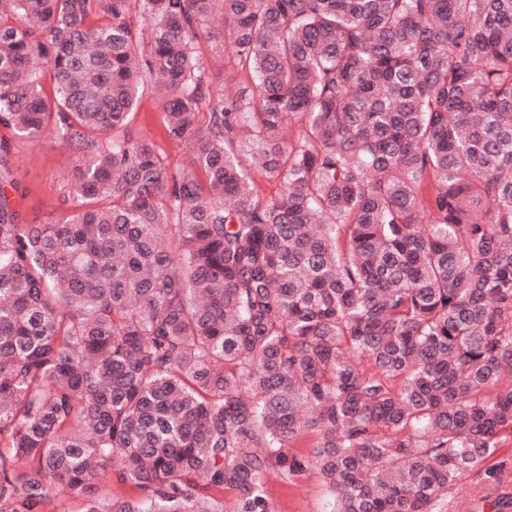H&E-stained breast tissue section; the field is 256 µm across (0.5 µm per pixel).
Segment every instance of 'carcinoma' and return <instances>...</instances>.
Instances as JSON below:
<instances>
[{
	"instance_id": "1",
	"label": "carcinoma",
	"mask_w": 512,
	"mask_h": 512,
	"mask_svg": "<svg viewBox=\"0 0 512 512\" xmlns=\"http://www.w3.org/2000/svg\"><path fill=\"white\" fill-rule=\"evenodd\" d=\"M157 73L190 168L131 131ZM0 128V512H445L512 437V0H0ZM197 51L206 66V78L213 94L217 97L231 98L243 77L228 61L224 38L219 36L215 40L204 39L200 42ZM77 165L68 146L47 132L39 142H13L10 166L20 184L26 224H56L72 213L67 180ZM267 493L274 512H325L327 497L323 487L314 478L298 484H286L279 480H270Z\"/></svg>"
}]
</instances>
